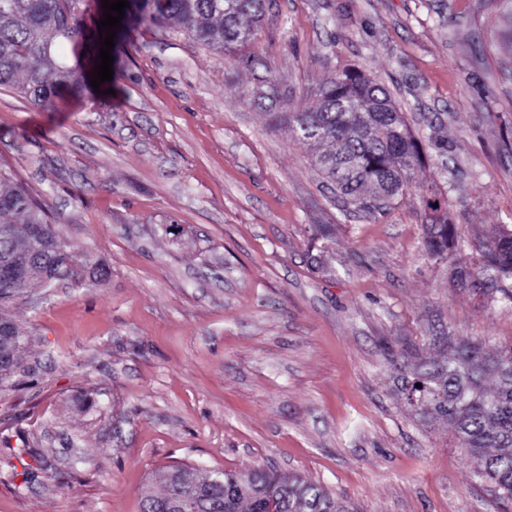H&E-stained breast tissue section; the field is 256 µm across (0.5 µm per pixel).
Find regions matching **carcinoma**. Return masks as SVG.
Masks as SVG:
<instances>
[{
    "label": "carcinoma",
    "instance_id": "1",
    "mask_svg": "<svg viewBox=\"0 0 512 512\" xmlns=\"http://www.w3.org/2000/svg\"><path fill=\"white\" fill-rule=\"evenodd\" d=\"M114 46L133 29L148 26L178 32L208 48L246 46L264 19L265 0H128ZM84 0H0V87L9 85L36 106L51 105L57 93L80 92L89 84L100 43L90 28ZM66 41L85 49V65L58 63L55 46ZM315 111L288 113L300 135L328 149L314 156L316 169L341 194L346 206L368 213L374 202L403 190L418 150L387 89L357 70H345L319 87ZM434 233L429 248L448 247L452 229L448 212L427 202ZM46 224L48 233L67 248L49 223L43 200L22 184H9L0 174V246L12 250L16 262H28L31 246L24 225ZM483 280L497 286L512 303V229L491 241L481 267ZM493 378L494 387L485 386ZM420 387H415V384ZM402 393L416 412L448 419L467 455L480 461L474 475L500 504H512V347L490 348L460 339L448 342V358L421 366L412 379H402ZM207 494L201 512H349L348 506L322 486L275 470L253 468L219 472L199 479L185 472L163 474L164 492L148 493L145 512H165L175 493L174 480Z\"/></svg>",
    "mask_w": 512,
    "mask_h": 512
}]
</instances>
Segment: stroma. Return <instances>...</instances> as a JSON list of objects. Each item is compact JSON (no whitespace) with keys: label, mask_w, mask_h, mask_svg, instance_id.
<instances>
[{"label":"stroma","mask_w":512,"mask_h":512,"mask_svg":"<svg viewBox=\"0 0 512 512\" xmlns=\"http://www.w3.org/2000/svg\"><path fill=\"white\" fill-rule=\"evenodd\" d=\"M112 94L41 110L0 87V170L81 268L0 302L28 344L0 382V512H141L160 473L270 467L358 512H498L446 420L400 390L449 339L512 345L475 276L512 228V12L495 0H267L219 52L142 27ZM345 69L422 147L349 214L282 113ZM436 192L456 245L430 256Z\"/></svg>","instance_id":"1"}]
</instances>
